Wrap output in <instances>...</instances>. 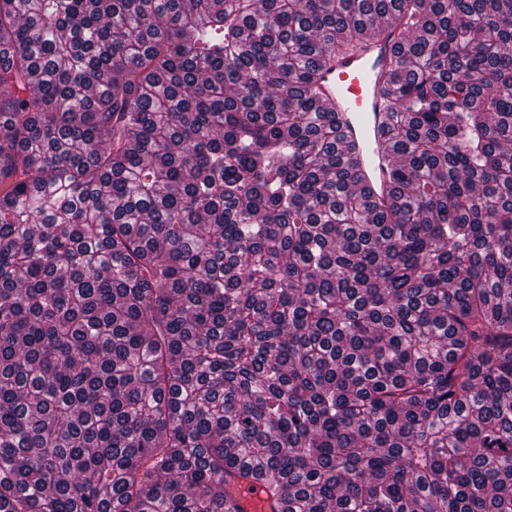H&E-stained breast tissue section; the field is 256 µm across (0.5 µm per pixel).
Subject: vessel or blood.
I'll use <instances>...</instances> for the list:
<instances>
[{
  "label": "vessel or blood",
  "instance_id": "b4317fda",
  "mask_svg": "<svg viewBox=\"0 0 512 512\" xmlns=\"http://www.w3.org/2000/svg\"><path fill=\"white\" fill-rule=\"evenodd\" d=\"M396 20L383 23V36L370 46L339 56L330 71L325 72L320 86L324 104L343 113L347 122L341 128L345 142H356L359 147L360 166L372 183L384 181L386 153L378 143L381 125V103L378 87L382 79L383 63L394 43L392 33ZM233 499L228 502L229 512H278V505L262 486L234 478Z\"/></svg>",
  "mask_w": 512,
  "mask_h": 512
}]
</instances>
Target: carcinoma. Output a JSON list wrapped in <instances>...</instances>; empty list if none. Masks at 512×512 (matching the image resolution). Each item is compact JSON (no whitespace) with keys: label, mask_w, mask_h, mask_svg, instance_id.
I'll return each instance as SVG.
<instances>
[{"label":"carcinoma","mask_w":512,"mask_h":512,"mask_svg":"<svg viewBox=\"0 0 512 512\" xmlns=\"http://www.w3.org/2000/svg\"><path fill=\"white\" fill-rule=\"evenodd\" d=\"M403 32L375 192L323 109ZM512 512V0H0V512ZM234 489L233 500L224 505L229 512H279L275 498L262 486L239 478H227ZM251 486H253L251 488ZM228 508V509H226Z\"/></svg>","instance_id":"1"}]
</instances>
